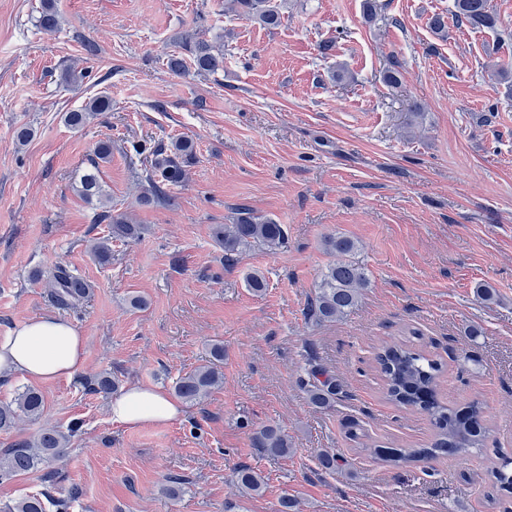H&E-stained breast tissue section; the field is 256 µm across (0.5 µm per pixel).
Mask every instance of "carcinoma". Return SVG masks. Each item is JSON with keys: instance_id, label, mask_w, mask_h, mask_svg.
I'll return each mask as SVG.
<instances>
[{"instance_id": "obj_1", "label": "carcinoma", "mask_w": 512, "mask_h": 512, "mask_svg": "<svg viewBox=\"0 0 512 512\" xmlns=\"http://www.w3.org/2000/svg\"><path fill=\"white\" fill-rule=\"evenodd\" d=\"M455 18L473 29H494L498 19L491 11L489 0H454ZM224 12L252 18L266 26L280 21V4L277 0H224ZM41 29L48 33L60 27V16L55 0H42L38 17ZM179 51L169 55L167 66L175 75L186 74V65L196 70L216 73L224 69V47L205 40H192L186 34L175 38ZM112 109V101L100 96L86 102L85 106L67 114L66 121L73 127L83 125L97 112ZM112 154L109 141L99 143L95 158L90 160L79 178L77 191L89 203L109 200L100 175V163ZM194 154V145L184 138H175L166 148L155 150L152 169L146 172L144 189L139 202L148 204L162 201L167 190L183 180L186 164ZM101 220L111 224V236L102 238L91 246L95 259L105 263L111 256L112 239L135 240L141 234V225L125 212L101 215ZM215 243L224 249V265L231 266L242 251L261 248L274 252L286 244L285 225L270 218L259 217L250 209L242 208L233 224H217L213 228ZM331 260L322 269L315 284V296L307 306L306 316L316 324L334 322L353 309L362 298L370 279L365 269L351 260L358 250L355 241L348 237L328 236L323 242ZM90 285L78 270L59 264L54 267L47 282V296L56 308L70 310L84 301ZM377 370L383 381L387 399L401 407L415 409L425 414L433 428L434 437L425 448L408 450L373 449V454L387 461L402 462L415 458L433 460L441 456H458L481 448L488 427L483 408L476 402L463 406H451L439 392L440 377L445 365L431 357L423 349L411 343L384 344L375 356ZM224 346L216 343L210 349L207 364L195 368L176 380L177 396L187 402H198L224 383ZM310 404L321 410L329 409L336 399V379L317 364H308L305 376L299 380ZM117 386L112 375H98L91 390L109 394ZM45 407L43 395L32 388L17 393L9 402L0 403V431H10L18 422L39 419ZM76 427L64 431L56 426L42 428L29 439L16 441L0 448V479L9 480L20 474L43 472L48 489L22 496L4 506L3 512H74L77 495H65L51 491L58 474L51 469L52 463L62 458L71 445ZM252 446L273 457H286L293 451L288 435L280 428L266 426L252 434ZM512 459L503 457L489 475L500 490L512 495ZM236 484L245 496L261 494L266 485L261 471L244 467L236 474Z\"/></svg>"}]
</instances>
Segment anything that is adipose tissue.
Returning a JSON list of instances; mask_svg holds the SVG:
<instances>
[{
    "mask_svg": "<svg viewBox=\"0 0 512 512\" xmlns=\"http://www.w3.org/2000/svg\"><path fill=\"white\" fill-rule=\"evenodd\" d=\"M86 356L87 345L79 331L61 318L45 315L0 340V376L55 381L80 372ZM109 412L114 423L139 427L175 421L183 408L161 388L134 384L112 399Z\"/></svg>",
    "mask_w": 512,
    "mask_h": 512,
    "instance_id": "obj_1",
    "label": "adipose tissue"
}]
</instances>
